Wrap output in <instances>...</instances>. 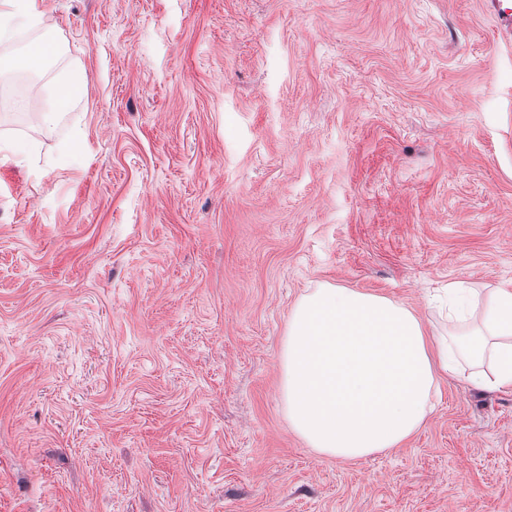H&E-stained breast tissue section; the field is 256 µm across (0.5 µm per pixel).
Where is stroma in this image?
<instances>
[{"mask_svg": "<svg viewBox=\"0 0 512 512\" xmlns=\"http://www.w3.org/2000/svg\"><path fill=\"white\" fill-rule=\"evenodd\" d=\"M42 5L86 83L0 95V512H512V389L357 459L280 392L313 288H512V0ZM85 85L84 73L75 65L63 67L54 80L47 85L50 92V107L41 113L44 125L56 123L80 96Z\"/></svg>", "mask_w": 512, "mask_h": 512, "instance_id": "1", "label": "stroma"}]
</instances>
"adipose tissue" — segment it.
I'll list each match as a JSON object with an SVG mask.
<instances>
[{
  "label": "adipose tissue",
  "mask_w": 512,
  "mask_h": 512,
  "mask_svg": "<svg viewBox=\"0 0 512 512\" xmlns=\"http://www.w3.org/2000/svg\"><path fill=\"white\" fill-rule=\"evenodd\" d=\"M44 26L40 0H0V41L32 34L11 64L0 65L1 87L45 73L60 58ZM84 85L77 66L62 68L49 85L43 124L56 123ZM446 308L447 332L431 335L385 296L325 285L300 298L282 339L281 395L309 448L357 459L399 446L423 427L442 375L488 392L512 387V291L452 282Z\"/></svg>",
  "instance_id": "1"
}]
</instances>
